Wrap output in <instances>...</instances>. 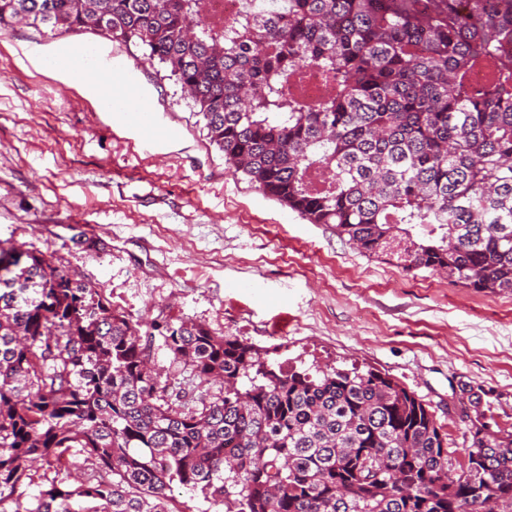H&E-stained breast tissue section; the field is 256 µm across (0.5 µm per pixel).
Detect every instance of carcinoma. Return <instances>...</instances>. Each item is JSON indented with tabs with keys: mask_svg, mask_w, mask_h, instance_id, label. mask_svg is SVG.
Returning a JSON list of instances; mask_svg holds the SVG:
<instances>
[{
	"mask_svg": "<svg viewBox=\"0 0 512 512\" xmlns=\"http://www.w3.org/2000/svg\"><path fill=\"white\" fill-rule=\"evenodd\" d=\"M97 31L175 78L236 175L368 257L512 294V0H0V27ZM321 70L333 94L298 91ZM483 80H473L475 74ZM217 386L194 405L155 368ZM242 336L141 323L0 247V512H512V426L469 399L467 462L368 368L284 370ZM94 465L78 485L63 460ZM36 464L55 469L37 492ZM205 13L209 21H228L240 11L242 0H205ZM154 353L156 362L162 369L170 373L171 376L174 375L176 378H178L177 381L184 382V384L186 383V389L189 392L190 396L191 394L192 396H197L200 392H203L208 388V386L200 385L199 380H195L193 383H191V381L187 380L189 378L187 377V373L180 371L179 369H174L170 367L169 360L164 351L155 350ZM174 495L179 502H184L182 507H188L190 512H215L216 510H223L225 512V508L223 506H214L209 501L204 499L203 495L199 492L190 493L185 490L175 489Z\"/></svg>",
	"mask_w": 512,
	"mask_h": 512,
	"instance_id": "1",
	"label": "carcinoma"
}]
</instances>
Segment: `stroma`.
<instances>
[{
  "mask_svg": "<svg viewBox=\"0 0 512 512\" xmlns=\"http://www.w3.org/2000/svg\"><path fill=\"white\" fill-rule=\"evenodd\" d=\"M76 44L124 62L178 141L142 153L29 54ZM21 243L142 326L191 319L278 346L286 367L391 374L435 410L453 465L466 461L472 393L512 425V295L404 271L302 220L233 174L157 63L100 33L0 28V246Z\"/></svg>",
  "mask_w": 512,
  "mask_h": 512,
  "instance_id": "stroma-1",
  "label": "stroma"
}]
</instances>
